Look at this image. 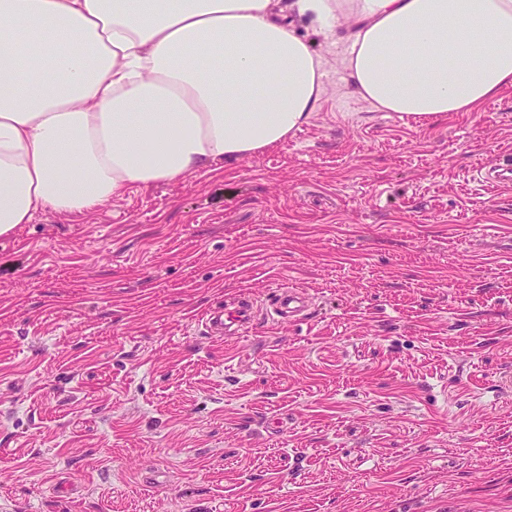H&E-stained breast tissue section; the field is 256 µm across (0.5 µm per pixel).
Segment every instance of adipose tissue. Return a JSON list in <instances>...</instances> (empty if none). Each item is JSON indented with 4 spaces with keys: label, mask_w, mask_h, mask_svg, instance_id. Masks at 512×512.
Segmentation results:
<instances>
[{
    "label": "adipose tissue",
    "mask_w": 512,
    "mask_h": 512,
    "mask_svg": "<svg viewBox=\"0 0 512 512\" xmlns=\"http://www.w3.org/2000/svg\"><path fill=\"white\" fill-rule=\"evenodd\" d=\"M375 109L435 120L512 87V0H0V237L287 142L335 34Z\"/></svg>",
    "instance_id": "adipose-tissue-1"
}]
</instances>
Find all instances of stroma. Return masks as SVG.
I'll return each instance as SVG.
<instances>
[{"mask_svg": "<svg viewBox=\"0 0 512 512\" xmlns=\"http://www.w3.org/2000/svg\"><path fill=\"white\" fill-rule=\"evenodd\" d=\"M294 28L286 143L0 237V512H512V88L380 112ZM275 299L271 314L266 313L269 318L277 322L298 320L295 317L300 316L305 307V301L302 296L293 291H281L275 296ZM255 315L248 302H241L238 307L227 313L224 319V311H214L208 317V328L213 333L223 334L225 331H231L232 327L240 326L245 328L252 324Z\"/></svg>", "mask_w": 512, "mask_h": 512, "instance_id": "obj_1", "label": "stroma"}]
</instances>
